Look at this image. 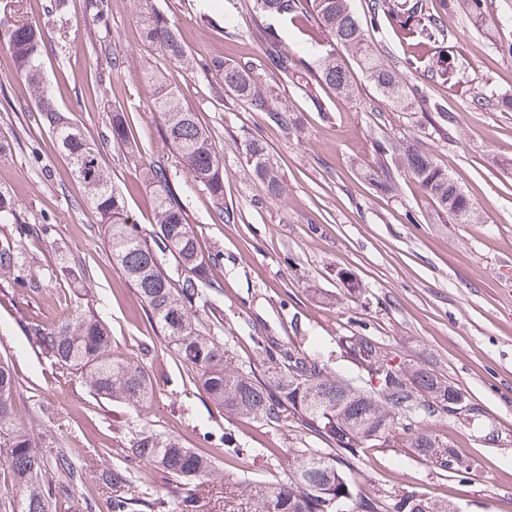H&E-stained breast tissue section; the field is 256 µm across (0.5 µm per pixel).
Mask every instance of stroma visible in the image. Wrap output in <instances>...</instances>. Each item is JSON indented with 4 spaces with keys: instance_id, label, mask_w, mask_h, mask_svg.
I'll return each instance as SVG.
<instances>
[{
    "instance_id": "1",
    "label": "stroma",
    "mask_w": 512,
    "mask_h": 512,
    "mask_svg": "<svg viewBox=\"0 0 512 512\" xmlns=\"http://www.w3.org/2000/svg\"><path fill=\"white\" fill-rule=\"evenodd\" d=\"M49 0H0V16L22 10L46 33L43 67L56 105L73 114L87 137L102 144L112 182L143 229L153 223L144 162H164L170 185L187 207L199 249L219 254L211 275L224 290L214 316L237 361L262 365L257 337L297 346L327 364L332 375L357 376L340 337L368 336L396 359L442 375L480 409L474 421L454 416L397 423L390 446L369 452L355 484L364 494L392 495L408 487L448 499L460 512H512V0H493L505 23L479 21L455 0L439 53L454 57L455 77L432 74L436 54L420 68L405 64L407 41L385 24L375 35L384 61L419 95L408 110L375 108L377 93L354 71L357 94L340 100L312 78L330 45L313 19L271 18L281 47L302 57L300 77L268 68L267 46L253 21V0H151L201 57L250 65L272 104L288 108L292 125L269 123L224 94L211 73L181 72L173 82L185 108L207 127L224 165L220 220L204 186L190 181L161 139L145 69L168 62L145 42L136 0H112L100 28L83 0H69L64 18L48 16ZM480 97L492 98L477 107ZM439 111H432V104ZM24 80L0 44V131L12 140L0 158V187L18 203L16 224H46L44 238L18 239L16 224H0V246L17 243L31 287L0 271V356L19 375L17 417L36 433L54 435L75 457L96 456L111 468L117 448L149 426L185 447L220 448L234 433L244 448H318V434L264 426L224 413L187 384L174 354L110 257L98 214L72 177L64 154L33 120ZM129 117L147 149L129 157L108 142L113 111ZM267 146L283 175L280 196H268L247 169L244 141ZM413 145L430 153L473 203L478 220L460 224L436 207L400 160L384 171V191L361 169L381 147ZM82 265L80 282L58 273L61 261ZM358 291H351V283ZM93 311L112 331V352L142 362L157 386L145 412L90 393L78 373L43 359L25 334L27 322L57 321L67 309ZM426 433L454 448L460 471L438 470L408 446Z\"/></svg>"
}]
</instances>
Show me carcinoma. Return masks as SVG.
Returning <instances> with one entry per match:
<instances>
[{
  "mask_svg": "<svg viewBox=\"0 0 512 512\" xmlns=\"http://www.w3.org/2000/svg\"><path fill=\"white\" fill-rule=\"evenodd\" d=\"M490 6V0H465L468 12L482 20H494ZM84 7L94 12L100 23L108 25L109 0H84ZM253 12L261 23L269 15L314 18L332 42L356 60L384 106L404 103L409 92L374 49V34L381 24L391 19L416 35L413 54L407 60L411 66L418 62L422 48L448 38L444 24L448 0H371L367 24L354 15L350 0H253ZM140 25L143 39L155 45L176 70L199 68L212 73L219 77L224 92L266 113L272 123L291 124L288 111L268 103L265 89L250 68L188 54L169 19L147 3L140 11ZM263 33L269 45L270 67L284 76L295 73L300 61L278 47L279 32L266 26ZM0 37L7 43L16 73L27 83L40 124L53 145L67 156L72 176L95 204L113 263L136 289L189 382L228 414L268 426L286 423L314 432L336 448L333 453L297 448L284 454L280 448H241L226 436L224 447L202 454L145 427L116 451L112 469L100 474L103 483L112 488L106 512H166V498L158 494L146 497L137 491L144 469L177 484L181 512H198L209 485L218 478L256 499L263 512H339L347 502L352 503V512H459L454 504L430 500L416 490L394 496L391 503L381 496H362L354 492L349 479L370 449L371 433L380 428L392 431L399 416L441 415L438 407L448 400V390L453 385L423 369L400 364L382 376L387 395L375 396L368 386V373L351 379L332 377L326 365L312 355L264 337L260 338L267 357L263 368L246 370L236 364L224 337L203 319V315L219 307L224 295V289L210 274L219 257H207L199 250L186 207L170 189L167 168L159 162L146 167L155 203L153 242L149 243L128 214L123 197L112 186L100 148L51 100L41 65L44 31L14 15L0 18ZM315 72L318 84L345 101L352 98V77L335 53L330 51L319 59ZM144 77L154 86L151 108L162 116L164 144L191 181L204 186L219 210H224V167L209 131L196 113L181 105L170 80L155 72H147ZM110 134L112 142L128 153L141 154L124 113L112 112ZM245 158L248 170L271 195L283 192L279 168L263 143L255 138L246 140ZM402 160L438 208L460 224L475 221L473 204L447 169L413 146L403 148ZM15 215L16 201L1 187L0 223H15ZM169 254L183 268V276L177 280L170 279L163 269L164 257ZM0 270L13 273L16 283L25 285L27 278L20 272V257L8 245L0 248ZM25 331L42 357L80 373L97 396L119 399L142 409L154 401L156 389L149 371L138 361L112 356L110 330L93 312L76 307L52 324L29 322ZM344 340L347 350L361 355L360 364L389 360V354L368 336H346ZM18 385L13 365L1 360L0 466L6 467L21 494V512H57L58 501L69 496L71 488L83 483L85 474L95 468V458L90 456L79 463L67 449L57 448L53 441L35 437L21 427L14 406ZM410 447L439 469H448V447L435 446L430 435H413ZM42 448L48 452H40ZM218 454L229 460L252 457L275 461L284 477L254 485L242 477L221 473L214 466Z\"/></svg>",
  "mask_w": 512,
  "mask_h": 512,
  "instance_id": "carcinoma-1",
  "label": "carcinoma"
}]
</instances>
